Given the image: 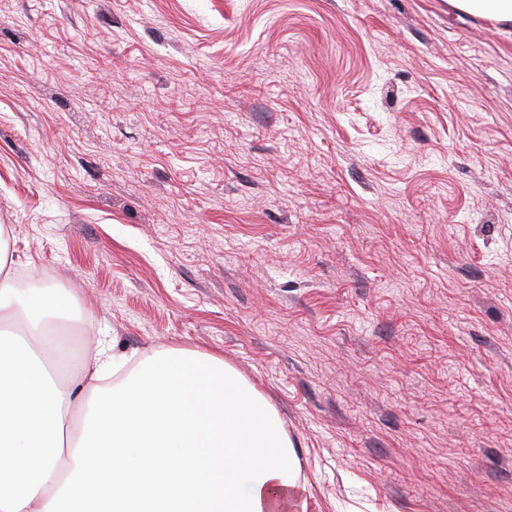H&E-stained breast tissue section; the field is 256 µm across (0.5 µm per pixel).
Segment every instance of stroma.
<instances>
[{
    "label": "stroma",
    "mask_w": 512,
    "mask_h": 512,
    "mask_svg": "<svg viewBox=\"0 0 512 512\" xmlns=\"http://www.w3.org/2000/svg\"><path fill=\"white\" fill-rule=\"evenodd\" d=\"M0 226L87 340L223 355L304 512H512V25L448 0H8Z\"/></svg>",
    "instance_id": "stroma-1"
}]
</instances>
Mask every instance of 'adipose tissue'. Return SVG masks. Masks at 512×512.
Listing matches in <instances>:
<instances>
[{
  "label": "adipose tissue",
  "mask_w": 512,
  "mask_h": 512,
  "mask_svg": "<svg viewBox=\"0 0 512 512\" xmlns=\"http://www.w3.org/2000/svg\"><path fill=\"white\" fill-rule=\"evenodd\" d=\"M0 242V512H297L305 488L266 398L199 350L101 345L57 377L39 353L76 321L23 298Z\"/></svg>",
  "instance_id": "obj_1"
}]
</instances>
